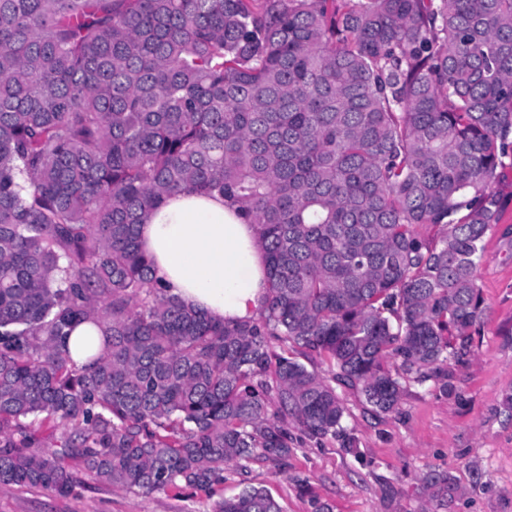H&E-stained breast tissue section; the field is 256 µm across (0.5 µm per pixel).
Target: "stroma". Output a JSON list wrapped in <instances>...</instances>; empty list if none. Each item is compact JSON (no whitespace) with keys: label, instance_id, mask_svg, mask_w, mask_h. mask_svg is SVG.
<instances>
[{"label":"stroma","instance_id":"stroma-1","mask_svg":"<svg viewBox=\"0 0 512 512\" xmlns=\"http://www.w3.org/2000/svg\"><path fill=\"white\" fill-rule=\"evenodd\" d=\"M478 285L485 315L467 354L449 362L451 394L433 382L408 385L396 412L378 415L354 391L342 432L298 436L282 467L250 464L283 512H311L310 499L334 512H512V414L502 404L512 391V236L487 235ZM449 475L447 499L432 498L427 477ZM309 479L300 492L294 477ZM189 490L134 495L85 478L74 497L0 485V512H211Z\"/></svg>","mask_w":512,"mask_h":512}]
</instances>
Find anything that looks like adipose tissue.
Instances as JSON below:
<instances>
[{
  "instance_id": "obj_1",
  "label": "adipose tissue",
  "mask_w": 512,
  "mask_h": 512,
  "mask_svg": "<svg viewBox=\"0 0 512 512\" xmlns=\"http://www.w3.org/2000/svg\"><path fill=\"white\" fill-rule=\"evenodd\" d=\"M139 246L167 295L220 322L258 318L268 265L256 229L218 193L164 197L138 228Z\"/></svg>"
}]
</instances>
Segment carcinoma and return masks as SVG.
Wrapping results in <instances>:
<instances>
[{
    "label": "carcinoma",
    "instance_id": "1",
    "mask_svg": "<svg viewBox=\"0 0 512 512\" xmlns=\"http://www.w3.org/2000/svg\"><path fill=\"white\" fill-rule=\"evenodd\" d=\"M511 165L512 0H0V485L283 512L249 463L343 430L338 388L452 390ZM187 188L256 226L259 318L153 277L137 227ZM102 333L98 327L90 323L80 324L69 338L68 345L72 357L78 363H84L86 358L98 352Z\"/></svg>",
    "mask_w": 512,
    "mask_h": 512
}]
</instances>
